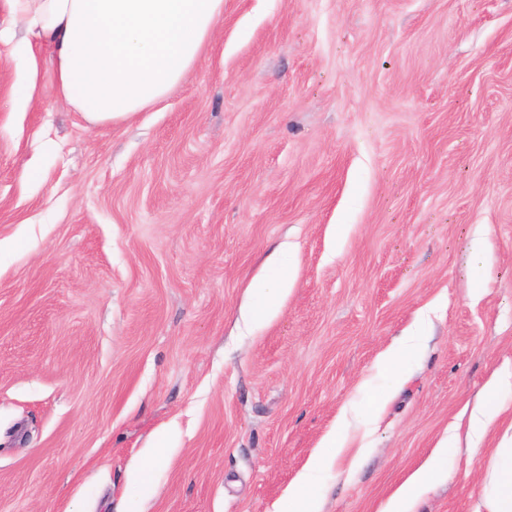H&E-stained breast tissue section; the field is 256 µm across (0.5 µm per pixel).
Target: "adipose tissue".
I'll use <instances>...</instances> for the list:
<instances>
[{
  "mask_svg": "<svg viewBox=\"0 0 512 512\" xmlns=\"http://www.w3.org/2000/svg\"><path fill=\"white\" fill-rule=\"evenodd\" d=\"M13 21L23 22L26 79L14 92L18 103L36 96L38 52H51L57 94L88 123H112L164 100L195 64L224 12V0H7ZM291 285L287 268L270 258L251 284V321L273 317ZM444 451L433 454L393 493L382 512H409V502L443 470ZM343 451L332 432L283 496L277 512H317L312 477ZM492 493L485 512H512V448L496 452Z\"/></svg>",
  "mask_w": 512,
  "mask_h": 512,
  "instance_id": "1",
  "label": "adipose tissue"
}]
</instances>
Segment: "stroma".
Listing matches in <instances>:
<instances>
[{
  "label": "stroma",
  "instance_id": "stroma-1",
  "mask_svg": "<svg viewBox=\"0 0 512 512\" xmlns=\"http://www.w3.org/2000/svg\"><path fill=\"white\" fill-rule=\"evenodd\" d=\"M21 77L1 44L0 512H277L338 427L319 512H381L512 370V0H224L124 122ZM502 398L411 512L482 507ZM288 269L276 257H271L262 275L251 284L252 304L248 317L253 322L266 321L273 317L280 301L291 286ZM421 334H411L405 336L398 347L388 349L384 356L383 362L388 365L395 377H400L403 373L402 362L407 355L416 351L422 342ZM496 384L491 386V391L479 402L473 411L469 422V437L471 444L467 450L471 455L479 448V444L495 420L504 411V405L498 399L496 393Z\"/></svg>",
  "mask_w": 512,
  "mask_h": 512
}]
</instances>
